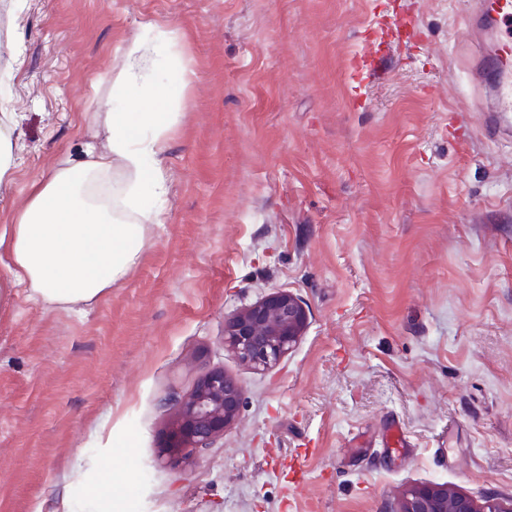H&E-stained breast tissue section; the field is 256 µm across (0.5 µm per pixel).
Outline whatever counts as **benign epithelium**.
Listing matches in <instances>:
<instances>
[{"mask_svg": "<svg viewBox=\"0 0 512 512\" xmlns=\"http://www.w3.org/2000/svg\"><path fill=\"white\" fill-rule=\"evenodd\" d=\"M308 313L290 291L276 290L224 319V346L256 370L269 369L304 336ZM241 386L213 368L199 377L194 391L174 403L168 427L169 453L208 448L238 417ZM395 512H512V498L490 495L477 503L443 484L417 485L406 490Z\"/></svg>", "mask_w": 512, "mask_h": 512, "instance_id": "1", "label": "benign epithelium"}]
</instances>
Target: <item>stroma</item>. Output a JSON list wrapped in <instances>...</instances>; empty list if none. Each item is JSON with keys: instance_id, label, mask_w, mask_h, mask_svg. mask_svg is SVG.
<instances>
[{"instance_id": "stroma-1", "label": "stroma", "mask_w": 512, "mask_h": 512, "mask_svg": "<svg viewBox=\"0 0 512 512\" xmlns=\"http://www.w3.org/2000/svg\"><path fill=\"white\" fill-rule=\"evenodd\" d=\"M415 17L421 48L384 36ZM463 0H0V89L34 183L102 102L170 85L162 223L81 313L0 308V512H395L410 486L512 496V116L488 135ZM147 53L136 106L126 52ZM379 45L388 71L351 79ZM277 289L309 326L265 371L224 318ZM220 367L237 423L170 465L174 400ZM402 427L408 445L380 436Z\"/></svg>"}]
</instances>
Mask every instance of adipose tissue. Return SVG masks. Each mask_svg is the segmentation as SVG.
Here are the masks:
<instances>
[{
	"label": "adipose tissue",
	"mask_w": 512,
	"mask_h": 512,
	"mask_svg": "<svg viewBox=\"0 0 512 512\" xmlns=\"http://www.w3.org/2000/svg\"><path fill=\"white\" fill-rule=\"evenodd\" d=\"M171 90L152 88L151 109L104 115V147L86 143L46 181L34 184L14 223L0 227L9 279L43 303L82 311L128 275L144 245L147 225L166 210L169 186L162 171L164 132L174 125L166 107ZM135 176L121 202L106 196L102 179L115 168Z\"/></svg>",
	"instance_id": "adipose-tissue-1"
}]
</instances>
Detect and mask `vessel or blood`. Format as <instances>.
Instances as JSON below:
<instances>
[{
    "instance_id": "1",
    "label": "vessel or blood",
    "mask_w": 512,
    "mask_h": 512,
    "mask_svg": "<svg viewBox=\"0 0 512 512\" xmlns=\"http://www.w3.org/2000/svg\"><path fill=\"white\" fill-rule=\"evenodd\" d=\"M466 18L468 27L489 30L494 36L475 64L490 100L486 128L491 131L494 114L512 112V0H468Z\"/></svg>"
}]
</instances>
